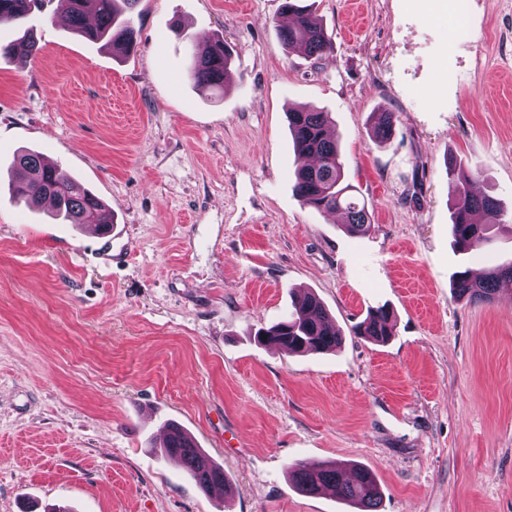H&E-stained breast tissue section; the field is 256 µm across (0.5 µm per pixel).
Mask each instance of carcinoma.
<instances>
[{"label":"carcinoma","mask_w":512,"mask_h":512,"mask_svg":"<svg viewBox=\"0 0 512 512\" xmlns=\"http://www.w3.org/2000/svg\"><path fill=\"white\" fill-rule=\"evenodd\" d=\"M68 25L75 33L96 42L103 40L114 55H126L137 44L130 14L140 0H63ZM43 0H0V26L24 20ZM282 12L293 17L291 24L279 29L286 50H298L317 61L331 48V41L321 19L307 0H282ZM191 47L188 79L202 90H221L227 83L234 63L233 54L220 38L199 42L185 33ZM40 51L33 30L6 44L0 55L20 60L33 58ZM397 117L381 113L372 126L371 137L385 143L394 134ZM288 126L295 149L293 191L301 201L318 210H341L347 229L365 232L370 227L365 202L344 183V168L336 136L329 133L328 114L308 107L288 112ZM469 175L461 171L452 202V234L460 252L477 249L491 238L493 227L504 222L497 199L470 191ZM13 196L27 203H41L49 198L55 219L65 224H111L112 208L75 179L59 173L58 166L43 154L28 151L16 156L9 182ZM456 297L470 302L491 303L507 293L512 296V263L498 266L475 279L470 271L458 273L453 281ZM354 334L384 344L394 335V324L387 308L371 310L356 324ZM264 342L287 353L328 352L341 342L340 334L330 324L329 313L321 299L307 293L294 304V311L276 325L258 332ZM164 457L176 461L185 475L204 492L225 485L224 469L201 448L194 437L180 425L171 423L160 443ZM300 492L313 496L325 490L350 503L358 512H378L382 499L380 486L364 466H346L329 462L311 466L304 462L288 465Z\"/></svg>","instance_id":"carcinoma-1"}]
</instances>
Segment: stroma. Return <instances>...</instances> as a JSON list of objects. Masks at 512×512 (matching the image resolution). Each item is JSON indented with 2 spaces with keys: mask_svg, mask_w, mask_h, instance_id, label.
Listing matches in <instances>:
<instances>
[{
  "mask_svg": "<svg viewBox=\"0 0 512 512\" xmlns=\"http://www.w3.org/2000/svg\"><path fill=\"white\" fill-rule=\"evenodd\" d=\"M455 3L315 0L333 43L316 64L282 47L280 0H141L122 58L58 0L26 20L37 57H0V512H353L300 494L296 460L366 465L379 512H512V302L452 290L512 262V232L459 253L448 174L512 216V0H467L465 36ZM180 28L231 46L219 101L186 79ZM293 106L327 112L368 232L293 192ZM25 149L111 205L126 257L14 200ZM309 291L341 346L259 343ZM382 305L391 340L353 336ZM171 422L226 487L155 453Z\"/></svg>",
  "mask_w": 512,
  "mask_h": 512,
  "instance_id": "35a3bbf8",
  "label": "stroma"
}]
</instances>
